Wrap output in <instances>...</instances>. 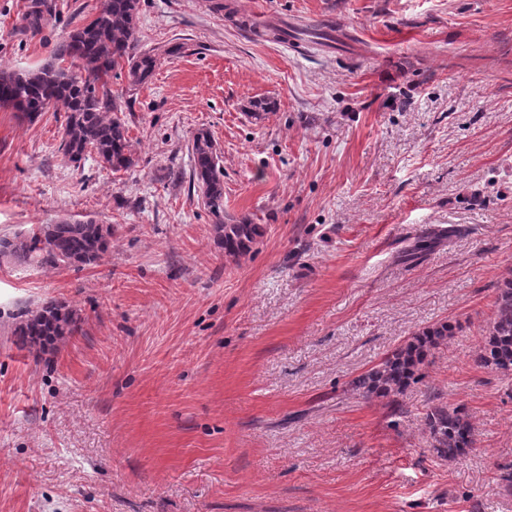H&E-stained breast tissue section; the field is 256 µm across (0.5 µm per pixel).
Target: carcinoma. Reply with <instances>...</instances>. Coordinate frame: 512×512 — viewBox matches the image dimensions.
Segmentation results:
<instances>
[{"label":"carcinoma","mask_w":512,"mask_h":512,"mask_svg":"<svg viewBox=\"0 0 512 512\" xmlns=\"http://www.w3.org/2000/svg\"><path fill=\"white\" fill-rule=\"evenodd\" d=\"M44 0H33L26 14L29 28L42 29ZM141 0H101L95 17L70 31L54 59L25 71L0 68V108L12 109L29 121L52 109L65 113L60 144L74 163L93 153L114 172L137 166L139 158L129 127L118 116L121 96L112 93L116 70L125 73L128 90L146 84L160 63L161 53L138 49ZM192 182L216 216L215 237L224 255L237 262L246 256L262 227L247 220L224 221V167L212 135L199 131L192 138ZM112 225L93 219L37 224L25 233L0 239V260L15 265L86 267L107 254ZM494 318L476 354L478 366L512 376V277L497 286ZM80 322L76 310L55 300L45 302L15 326L20 349L44 348L63 340ZM448 322L423 329L387 354L378 364L354 377L350 388L362 398L387 399L400 407V397L422 380L421 367L448 340ZM430 448L438 457L454 460L472 445V425L461 408L431 403L423 416Z\"/></svg>","instance_id":"obj_1"}]
</instances>
